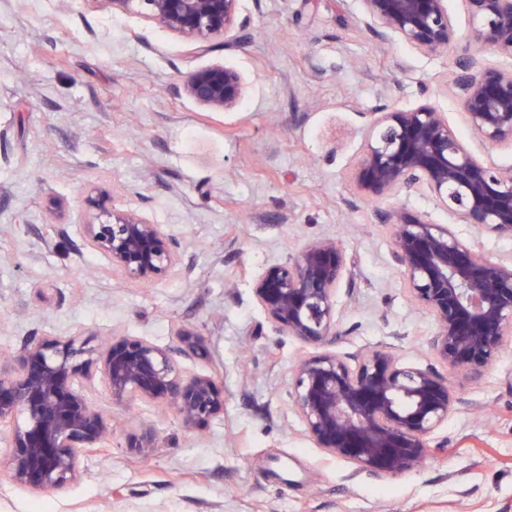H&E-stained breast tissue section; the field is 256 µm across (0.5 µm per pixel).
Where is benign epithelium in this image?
Listing matches in <instances>:
<instances>
[{"instance_id":"1","label":"benign epithelium","mask_w":512,"mask_h":512,"mask_svg":"<svg viewBox=\"0 0 512 512\" xmlns=\"http://www.w3.org/2000/svg\"><path fill=\"white\" fill-rule=\"evenodd\" d=\"M173 34L211 42L236 29L241 0H105ZM481 48L512 59V0H464ZM366 27L434 56L455 41L446 0H361ZM455 84L466 121L485 142L512 145V66L459 60ZM183 92L215 111L244 96L239 74L222 65L189 75ZM358 190L380 199L425 187L457 221L512 236V172L475 156L430 103L373 113L368 139L354 167ZM392 228L391 260L419 308L435 319L430 347L446 367L479 376L512 341V262L482 257L449 226L404 209L385 214ZM85 247L129 282L150 284L182 266L179 242L162 225L133 210L78 217ZM342 245L307 241L297 255L271 266L257 281L258 304L282 333L324 345L336 335V290L346 271ZM177 345L162 348L142 336L114 335L96 348L75 334L31 336L0 357V432L11 453L0 477L32 491L64 489L81 474L82 456L112 440V417L89 389L99 380L112 404L170 405L183 426L196 430L224 411V391L213 376L188 373L180 359H202L198 333L180 328ZM291 398L306 432L326 454L358 470L397 475L429 453L428 437L448 419L456 399L448 378L431 367L402 364L378 348L351 356L329 353L301 360ZM147 425L127 447H153Z\"/></svg>"}]
</instances>
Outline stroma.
<instances>
[{
  "mask_svg": "<svg viewBox=\"0 0 512 512\" xmlns=\"http://www.w3.org/2000/svg\"><path fill=\"white\" fill-rule=\"evenodd\" d=\"M456 39L425 56L365 26L358 0H241L230 45L206 51L105 0H0V354L30 336L113 333L166 348L193 328L206 358L187 370L224 388V411L186 430L173 408L113 406L111 447L85 457L62 490L0 479V512H512V344L478 377L452 369L459 402L431 435L421 466L376 477L325 454L289 395L292 371L317 346L279 332L253 286L309 239L339 241L348 269L336 292L340 357L391 350L435 364L433 316L409 297L390 260L385 212L447 224L493 260L512 238L458 223L430 192L361 196L351 170L372 112L428 102L476 155L512 169L465 121L455 61L511 63L471 37L448 0ZM237 71L245 94L215 111L177 88L197 70ZM64 216L49 222L50 212ZM134 209L180 242L183 269L150 285L124 281L81 245L73 212ZM152 422L156 446L129 434Z\"/></svg>",
  "mask_w": 512,
  "mask_h": 512,
  "instance_id": "stroma-1",
  "label": "stroma"
}]
</instances>
